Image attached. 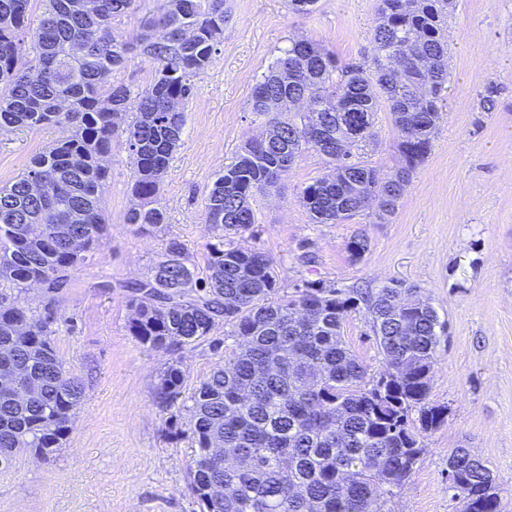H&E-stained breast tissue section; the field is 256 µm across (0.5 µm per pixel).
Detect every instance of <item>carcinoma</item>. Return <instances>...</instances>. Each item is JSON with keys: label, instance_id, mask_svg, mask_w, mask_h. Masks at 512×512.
<instances>
[{"label": "carcinoma", "instance_id": "1", "mask_svg": "<svg viewBox=\"0 0 512 512\" xmlns=\"http://www.w3.org/2000/svg\"><path fill=\"white\" fill-rule=\"evenodd\" d=\"M32 24L30 0H0V131L55 128L61 136L35 155L14 182L0 187V469L17 456L50 458L62 448L84 398L81 381L57 349L52 301L69 273L105 244L102 200L112 142L134 163L136 204L126 223L146 233L164 223L156 207L160 185L184 126L172 100L194 95V79L224 41V0H163L123 36L114 22L139 0H43ZM448 0H380L365 63L339 65L305 37H293L252 88L249 109L264 118L233 164L224 168L203 204L213 233L205 268L183 245L169 242L146 287L130 286L128 331L140 344L176 352L208 343L219 322L230 326L235 350L190 396L189 430L195 454L189 487L202 512H390L394 489L408 479L424 448L422 434L445 421L448 407L429 399L433 369L448 343V319L418 288L391 281L375 292L310 283L277 296L274 260L246 244L254 199L278 189L294 159L314 149L328 173L305 186L300 203L317 224H343L370 208L397 209L412 173L431 150L448 90ZM84 43L79 59L68 47ZM31 58L18 66L22 54ZM135 56L156 64L145 89L115 80ZM67 110L60 111L61 103ZM389 112L399 132L403 164L390 176L361 159L375 144L377 112ZM346 151L336 154V143ZM78 156L82 166L73 168ZM33 177L47 183L33 197ZM45 224L35 233L32 226ZM81 239L69 249V236ZM43 286L49 302L32 308L20 298ZM365 305L384 356V369H367L342 339L348 314ZM180 360L170 358L160 398L182 393ZM417 418H411L412 411ZM235 449L221 466L216 442ZM448 482L459 512H499L490 471L467 448L448 460ZM224 495L211 496L214 484Z\"/></svg>", "mask_w": 512, "mask_h": 512}]
</instances>
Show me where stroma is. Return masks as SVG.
Returning <instances> with one entry per match:
<instances>
[{"label":"stroma","mask_w":512,"mask_h":512,"mask_svg":"<svg viewBox=\"0 0 512 512\" xmlns=\"http://www.w3.org/2000/svg\"><path fill=\"white\" fill-rule=\"evenodd\" d=\"M224 41L196 81L186 123L161 186L165 222L151 234L126 224L132 161L113 143L103 210L111 226L93 264L73 271L55 298L57 348L84 384L82 406L56 456L18 457L0 470V512H201L190 493L194 454L182 403L158 394L166 354L127 331L128 284L147 279L171 240L204 265L210 236L205 196L262 120L248 110L254 83L303 36L341 63L362 61L379 0H317L312 11L288 0H225ZM448 93L428 158L414 171L393 218L372 213L343 224H316L302 189L326 172L315 150L295 159L278 194L257 197L251 245L270 254L279 291L308 282L377 289L390 281L419 287L448 315V345L433 374L430 399L447 406L444 423L423 439L425 451L396 490L392 512H457L448 457L470 449L492 471L501 512H512V0H454L448 19ZM496 86L493 111L478 109ZM376 146L365 159L380 174L399 158L397 129L377 113ZM59 135L55 129L0 133V186L27 168ZM369 250L353 256L350 240ZM344 339L369 375L383 368L366 308L352 312ZM184 395L219 364L208 344L180 352Z\"/></svg>","instance_id":"35a3bbf8"}]
</instances>
